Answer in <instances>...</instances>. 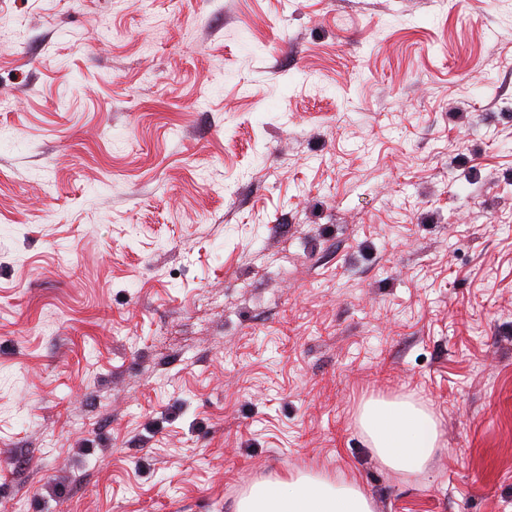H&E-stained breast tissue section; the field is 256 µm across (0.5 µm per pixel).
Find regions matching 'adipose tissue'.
I'll return each instance as SVG.
<instances>
[{
    "label": "adipose tissue",
    "mask_w": 512,
    "mask_h": 512,
    "mask_svg": "<svg viewBox=\"0 0 512 512\" xmlns=\"http://www.w3.org/2000/svg\"><path fill=\"white\" fill-rule=\"evenodd\" d=\"M358 423L371 449L387 467L417 475L424 471L438 442L433 416L404 400L368 399ZM235 512H373L372 502L352 481L297 474L255 484Z\"/></svg>",
    "instance_id": "obj_1"
}]
</instances>
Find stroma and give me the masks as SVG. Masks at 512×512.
<instances>
[{
	"label": "stroma",
	"instance_id": "obj_1",
	"mask_svg": "<svg viewBox=\"0 0 512 512\" xmlns=\"http://www.w3.org/2000/svg\"><path fill=\"white\" fill-rule=\"evenodd\" d=\"M0 512L356 481L512 512V0H0ZM372 397L437 418L375 459ZM358 423L378 459L405 474L422 473L439 442L433 416L409 401L370 398Z\"/></svg>",
	"mask_w": 512,
	"mask_h": 512
}]
</instances>
